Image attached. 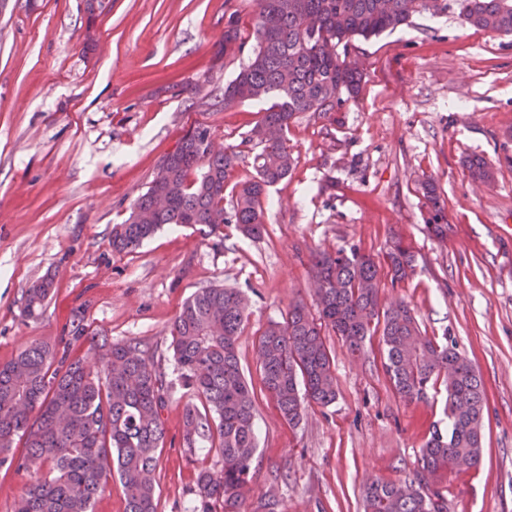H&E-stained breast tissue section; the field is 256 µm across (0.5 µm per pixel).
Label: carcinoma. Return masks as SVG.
<instances>
[{"label":"carcinoma","mask_w":512,"mask_h":512,"mask_svg":"<svg viewBox=\"0 0 512 512\" xmlns=\"http://www.w3.org/2000/svg\"><path fill=\"white\" fill-rule=\"evenodd\" d=\"M432 0H293L287 10L278 0H258L256 48L248 63L224 86V106L272 98L260 122L241 141L222 151L204 144L206 125L189 130L164 156L163 188L169 206L153 209V190L136 198L128 218L112 227L116 252L138 247L161 226L185 225L220 237L232 226L246 237L261 238L263 202L270 187L288 177L292 149L288 130L294 116L313 112L338 122L336 107L345 92L359 95L363 70L343 58L355 39L369 40L386 30L409 26L429 11ZM432 14L452 9L476 30L512 35V0H439ZM246 39L236 15L224 31V55L243 52ZM266 125L281 128L280 139L260 140ZM255 174L235 183L229 203L225 191L233 172L254 149ZM471 178L490 182L487 161H466ZM434 212L428 230L447 235L436 185H426ZM391 283L414 272L412 247L400 236L385 255ZM309 273L323 285L316 309L302 301L288 306L280 321L261 333L257 360L264 389L290 425L300 422L305 403L327 407L336 401L333 358L325 331L340 336L353 353L367 338L381 336L384 369L404 399H424L442 382L448 430L437 427L421 450L414 473L417 487L376 480L362 493L363 512H448V474L477 468L483 444L484 390L474 367L453 344L422 332L409 305L380 302V272L374 258L353 247L310 255ZM46 278L25 290L24 312L38 317L52 292ZM250 299L239 288L210 286L194 292L170 326L172 357L182 384L200 404L186 406L183 440L199 443L222 458L218 471L202 470L191 512H241L242 487L250 479L257 448L254 395L238 355V336L248 318ZM165 374L132 343L104 347L92 367L33 341L0 364V463L11 460L33 470V481L15 512H93L92 505L112 474L119 477L125 512H157L153 473L163 448ZM25 453L12 456L17 443Z\"/></svg>","instance_id":"carcinoma-1"}]
</instances>
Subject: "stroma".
I'll return each instance as SVG.
<instances>
[{"label":"stroma","instance_id":"obj_1","mask_svg":"<svg viewBox=\"0 0 512 512\" xmlns=\"http://www.w3.org/2000/svg\"><path fill=\"white\" fill-rule=\"evenodd\" d=\"M256 11L257 0H110L91 17L85 0H38L34 11L11 0L0 16V364L36 339L71 343L89 365L100 338L138 344L169 386L158 512H190L198 471L222 460L183 443L190 396L169 328L198 289H242L251 307L238 350L258 434L243 512H363L365 483L412 478L432 426L447 423L445 391L405 401L378 339L354 356L332 335L337 399L307 406L292 427L263 387L256 347L290 302L311 300V251L355 246L379 259L398 232L416 272L396 286L382 277L381 300L408 302L484 385L481 463L449 477L448 512H512V36L424 13L354 41L361 91L343 97L338 123L295 115L294 164L264 200L261 239L167 225L133 251H112L113 225L190 128L209 126L225 147L262 119L265 100L223 107L224 85L249 55L218 54L229 15L249 28ZM472 155L491 165L492 183L471 180ZM428 181L448 224L442 243L426 229ZM46 276L54 294L26 318L23 293Z\"/></svg>","mask_w":512,"mask_h":512}]
</instances>
